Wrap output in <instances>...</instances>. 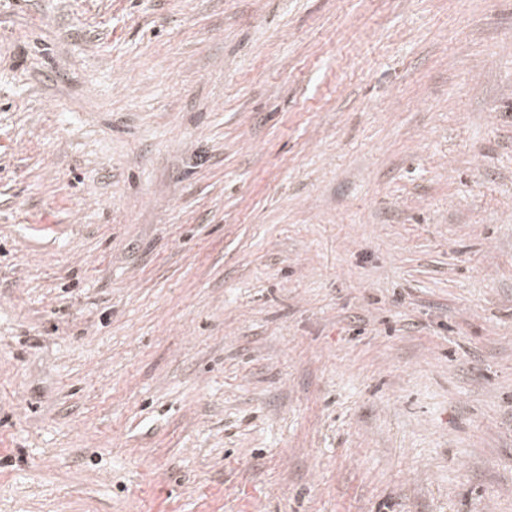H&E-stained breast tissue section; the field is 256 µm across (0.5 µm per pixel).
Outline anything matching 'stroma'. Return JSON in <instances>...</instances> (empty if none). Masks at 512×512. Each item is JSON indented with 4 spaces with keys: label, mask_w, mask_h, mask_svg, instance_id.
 <instances>
[{
    "label": "stroma",
    "mask_w": 512,
    "mask_h": 512,
    "mask_svg": "<svg viewBox=\"0 0 512 512\" xmlns=\"http://www.w3.org/2000/svg\"><path fill=\"white\" fill-rule=\"evenodd\" d=\"M0 512H512V0H0Z\"/></svg>",
    "instance_id": "35a3bbf8"
}]
</instances>
